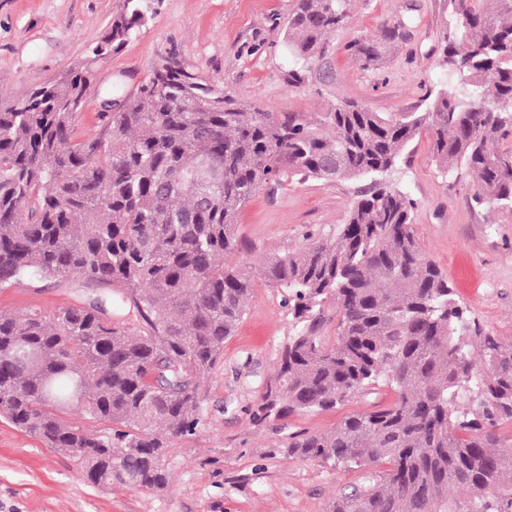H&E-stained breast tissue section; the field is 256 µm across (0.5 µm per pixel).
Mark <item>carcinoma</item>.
I'll return each mask as SVG.
<instances>
[{"mask_svg": "<svg viewBox=\"0 0 512 512\" xmlns=\"http://www.w3.org/2000/svg\"><path fill=\"white\" fill-rule=\"evenodd\" d=\"M153 0H125L74 70L0 107V288L26 278L117 285L50 311L0 310V417L71 456L103 488L162 490L174 440L200 429L203 380L218 366L249 295L237 219L283 173L367 181L345 224L259 267L297 320L253 411L256 422L335 409L387 387L393 401L280 452L337 468L387 469L332 498L327 512H512V346L469 321L448 276L423 254L414 200L393 181L425 131L439 167L472 177L478 206L512 208V0H449L442 62L463 93L385 116L343 101L315 124L274 118L174 58L135 93L116 81L96 130L77 133L100 61L147 24ZM348 0H296L288 83H313ZM396 28L354 42L363 67ZM209 180H190L200 162ZM140 330L112 319V303ZM336 305V337L319 335ZM83 414L90 427L70 420Z\"/></svg>", "mask_w": 512, "mask_h": 512, "instance_id": "obj_1", "label": "carcinoma"}]
</instances>
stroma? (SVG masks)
Returning a JSON list of instances; mask_svg holds the SVG:
<instances>
[{
	"instance_id": "obj_1",
	"label": "stroma",
	"mask_w": 512,
	"mask_h": 512,
	"mask_svg": "<svg viewBox=\"0 0 512 512\" xmlns=\"http://www.w3.org/2000/svg\"><path fill=\"white\" fill-rule=\"evenodd\" d=\"M296 0H157L147 27L118 55L100 63L94 95L77 125L97 124L99 90L122 81L126 93L161 58L176 55L208 83L282 118L320 119L352 99L373 112H419L427 92L449 83L440 64L451 21L448 0H349V22L329 37V70L318 89L288 84L292 60L284 43ZM124 0H0V103L78 64L105 35ZM404 23L382 64L363 69L354 41ZM394 180L416 203L415 232L424 254L447 273L469 319L512 345V210L472 205L468 176L440 168L429 135L407 148ZM361 188L357 181L323 183L282 177L261 188L238 217L249 251L252 291L223 358L205 384L202 425L176 439L168 453L170 482L161 491L105 489L84 480L73 459L0 419V512H325L328 501L363 480L318 459L278 451L292 432L320 433L348 414L392 401L383 388L343 406L254 423L252 412L293 332L280 289L256 271L265 259L294 250L306 233L336 231ZM80 279L30 278L0 288V310H50L88 303L107 293Z\"/></svg>"
}]
</instances>
